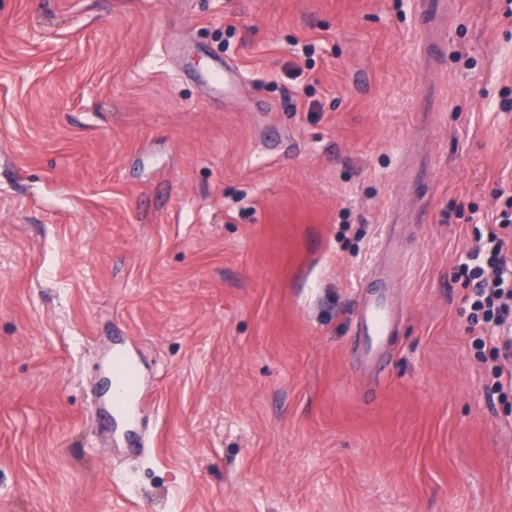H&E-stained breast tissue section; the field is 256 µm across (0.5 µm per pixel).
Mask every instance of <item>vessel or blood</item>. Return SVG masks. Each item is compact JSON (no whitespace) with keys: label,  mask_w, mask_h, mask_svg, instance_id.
Here are the masks:
<instances>
[{"label":"vessel or blood","mask_w":512,"mask_h":512,"mask_svg":"<svg viewBox=\"0 0 512 512\" xmlns=\"http://www.w3.org/2000/svg\"><path fill=\"white\" fill-rule=\"evenodd\" d=\"M394 314L386 289L378 288L364 294L358 335L364 338V366L373 370L383 359L389 338L393 334ZM112 378V411L104 415L100 426L108 430L112 427L113 414H123L139 418L151 400L144 386L143 375L138 361L120 350L113 351L110 364Z\"/></svg>","instance_id":"b4317fda"}]
</instances>
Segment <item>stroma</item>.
I'll list each match as a JSON object with an SVG mask.
<instances>
[{"label": "stroma", "instance_id": "35a3bbf8", "mask_svg": "<svg viewBox=\"0 0 512 512\" xmlns=\"http://www.w3.org/2000/svg\"><path fill=\"white\" fill-rule=\"evenodd\" d=\"M510 184L512 0H0V512H512L455 277ZM394 314L387 288H378L364 294L357 336H364V367L375 371L383 360L389 336L394 329ZM112 412L104 414L100 426L112 430V413L139 420L141 412L150 405L151 395L144 386L138 361L120 350H112Z\"/></svg>", "mask_w": 512, "mask_h": 512}]
</instances>
